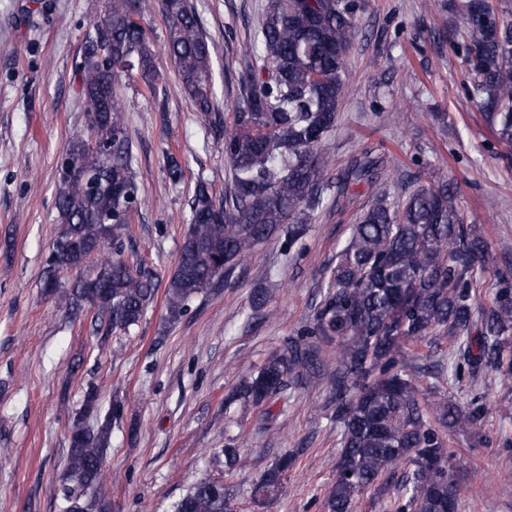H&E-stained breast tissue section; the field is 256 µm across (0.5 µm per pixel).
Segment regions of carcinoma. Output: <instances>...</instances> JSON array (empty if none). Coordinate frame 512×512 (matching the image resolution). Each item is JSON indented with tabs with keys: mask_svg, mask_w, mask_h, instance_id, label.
Returning <instances> with one entry per match:
<instances>
[{
	"mask_svg": "<svg viewBox=\"0 0 512 512\" xmlns=\"http://www.w3.org/2000/svg\"><path fill=\"white\" fill-rule=\"evenodd\" d=\"M362 0H267L250 56L239 78L243 93L232 126L215 147L227 163L231 188L216 203L203 181L190 204L187 231L165 290L166 319L178 321L188 303L271 240L291 251L315 211L350 182L373 183L384 159L363 153L344 180L333 181L330 139L348 85V52L359 35ZM168 54L186 95L205 117L215 110L212 43L188 0H161ZM142 0H107L98 36L77 71L80 94L93 114L91 136L74 135L62 161L74 175L57 180L61 228L47 260L43 288L71 311H94L99 329L129 331L156 292L153 275L124 258V239L144 199L132 170L116 84L134 71L155 81L153 49L140 23ZM462 54L466 97L481 110L498 142L512 146V12L486 0H466L463 29L449 38ZM95 138L99 149L89 145ZM487 245L477 225L463 223L448 183L404 192L394 201L379 184L330 268L307 334L321 345L287 343L239 396L259 405L316 377L321 346L335 347L329 375L340 427L336 477L324 512H354L357 500L393 478L403 463L390 512H453L462 508L448 432L476 433L486 413L481 398L459 406L436 381L441 358L416 371L410 359L425 343L451 340L454 376H497L512 390V267L488 273ZM424 376L434 382L423 386ZM123 402L103 412L95 388L69 417L63 512H109L103 465L112 421ZM293 465L285 455L264 470L253 501L275 497ZM233 493L204 477L172 512H233Z\"/></svg>",
	"mask_w": 512,
	"mask_h": 512,
	"instance_id": "obj_1",
	"label": "carcinoma"
}]
</instances>
